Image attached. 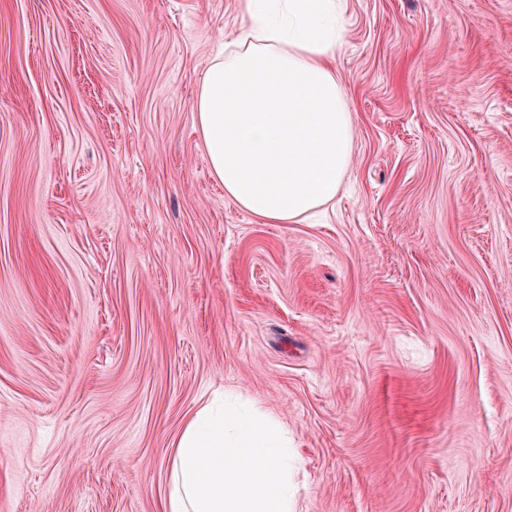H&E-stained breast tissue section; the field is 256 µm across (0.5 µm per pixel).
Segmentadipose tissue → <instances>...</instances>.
I'll use <instances>...</instances> for the list:
<instances>
[{
    "mask_svg": "<svg viewBox=\"0 0 512 512\" xmlns=\"http://www.w3.org/2000/svg\"><path fill=\"white\" fill-rule=\"evenodd\" d=\"M234 49L204 73L193 108L224 193L268 224L332 203L353 119L333 62L342 0H243ZM288 438L272 419L206 404L170 454L163 512H295Z\"/></svg>",
    "mask_w": 512,
    "mask_h": 512,
    "instance_id": "adipose-tissue-1",
    "label": "adipose tissue"
}]
</instances>
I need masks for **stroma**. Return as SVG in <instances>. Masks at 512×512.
Returning <instances> with one entry per match:
<instances>
[{
	"label": "stroma",
	"instance_id": "obj_1",
	"mask_svg": "<svg viewBox=\"0 0 512 512\" xmlns=\"http://www.w3.org/2000/svg\"><path fill=\"white\" fill-rule=\"evenodd\" d=\"M242 0H0V512H161L206 400L297 512H512V0H345L334 207L225 196L199 81Z\"/></svg>",
	"mask_w": 512,
	"mask_h": 512
}]
</instances>
